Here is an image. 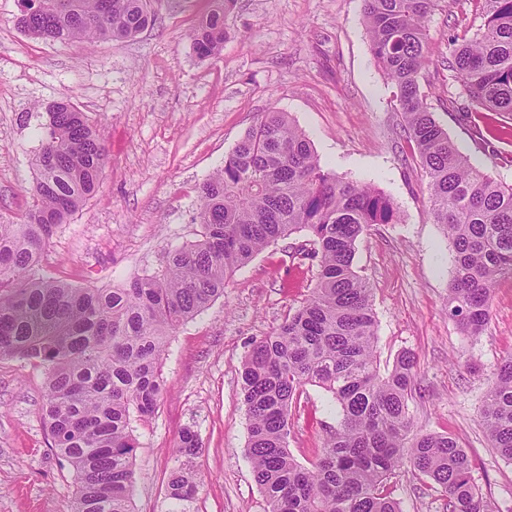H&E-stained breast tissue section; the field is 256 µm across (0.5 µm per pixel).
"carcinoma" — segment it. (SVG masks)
Listing matches in <instances>:
<instances>
[{
  "mask_svg": "<svg viewBox=\"0 0 512 512\" xmlns=\"http://www.w3.org/2000/svg\"><path fill=\"white\" fill-rule=\"evenodd\" d=\"M371 51L395 88L407 136L427 179L429 214L454 248L448 315L466 336L482 333L493 288L512 276V184L472 166L437 124L421 90L425 24L438 0H363ZM483 24L452 40L448 58L471 106L512 113V0H480ZM191 37L209 57L222 48L234 0H208ZM151 22L150 0H40L20 9L27 35L49 41L123 40ZM39 133L32 204L0 222V356L47 366L41 417L72 468L76 512H131L133 418L151 417L163 391L170 336L224 295L227 279L270 244L305 231L318 259L316 285L242 365L248 454L267 512H402L391 478L429 479L446 512H497L474 483L472 460L448 434L413 430L414 357L381 374L371 288L353 267L358 239L397 223L392 200L320 165L284 112H268L198 188L199 238L173 249L157 272L119 288H85L38 274L55 231L100 188L107 150L83 112L63 97ZM331 394L336 432L310 465L288 448L302 388ZM480 417L491 447L512 462V355L489 382ZM200 447L181 432L176 454ZM200 479L174 470L168 496L181 502Z\"/></svg>",
  "mask_w": 512,
  "mask_h": 512,
  "instance_id": "obj_1",
  "label": "carcinoma"
}]
</instances>
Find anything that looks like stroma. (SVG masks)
<instances>
[{"label":"stroma","mask_w":512,"mask_h":512,"mask_svg":"<svg viewBox=\"0 0 512 512\" xmlns=\"http://www.w3.org/2000/svg\"><path fill=\"white\" fill-rule=\"evenodd\" d=\"M151 5L153 21L136 37L90 47L26 35L19 0H0V221H19L30 206L45 108L70 96L103 138L108 163L96 195L52 237L40 272L84 287L130 282L196 240L198 186L264 113H287L324 169L371 184L397 208L399 223L372 226L354 257L372 289L380 367L414 354V429L454 437L472 459L475 483L498 512H512V462L492 449L480 418L490 379L512 355V277L497 283L483 333L462 335L448 317L453 247L427 214V184L372 55L363 0H235L224 45L209 58L190 38L207 0ZM481 23L475 0H439L420 84L459 151L511 184L512 115L467 111L448 67L453 37ZM307 240L301 231L270 244L171 336L164 396L149 421L133 424V512H265L247 454L242 362L314 288L317 263L299 252ZM45 381L40 362L0 358V512L74 510L72 472L40 418ZM338 422L330 395L304 386L288 443L295 459L314 460ZM187 427L201 442L189 462L200 488L176 502L167 484ZM393 484L402 512H443L430 480L406 472Z\"/></svg>","instance_id":"stroma-1"}]
</instances>
